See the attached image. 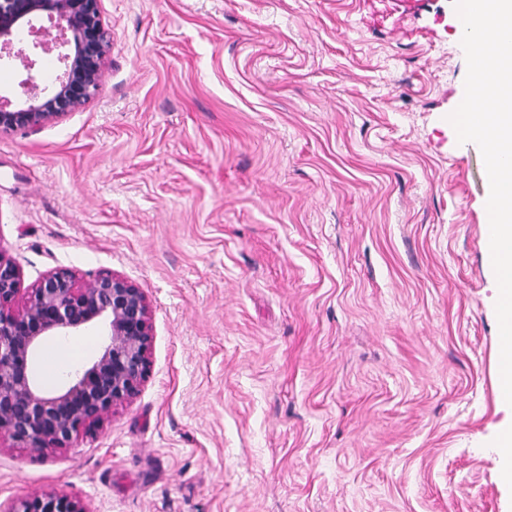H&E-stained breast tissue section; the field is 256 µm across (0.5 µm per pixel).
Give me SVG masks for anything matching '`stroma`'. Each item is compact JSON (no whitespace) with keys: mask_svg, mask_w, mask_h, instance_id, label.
Listing matches in <instances>:
<instances>
[{"mask_svg":"<svg viewBox=\"0 0 512 512\" xmlns=\"http://www.w3.org/2000/svg\"><path fill=\"white\" fill-rule=\"evenodd\" d=\"M100 11L92 98L0 130V252L135 282L150 370L70 447L1 443L0 507L512 512L454 0ZM7 512H88L84 503L75 496L54 488L43 489L33 500L21 501Z\"/></svg>","mask_w":512,"mask_h":512,"instance_id":"1","label":"stroma"}]
</instances>
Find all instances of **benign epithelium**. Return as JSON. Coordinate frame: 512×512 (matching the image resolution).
<instances>
[{
	"label": "benign epithelium",
	"mask_w": 512,
	"mask_h": 512,
	"mask_svg": "<svg viewBox=\"0 0 512 512\" xmlns=\"http://www.w3.org/2000/svg\"><path fill=\"white\" fill-rule=\"evenodd\" d=\"M12 23L33 25L45 18L50 27L34 28L28 50L3 54L19 61L26 77L19 82L24 101L0 95V130L38 131L82 107L94 94L112 39L104 26L99 0H21ZM57 51L63 65L52 85H33L37 56ZM21 294V271L0 252V441L46 454L66 448L82 432L96 429L116 405L134 397L150 368L151 310L142 288L112 271L80 280L68 268L43 274ZM100 323L106 342L91 366L61 387L43 388L30 363L52 336ZM8 512H88L75 496L43 489L33 500Z\"/></svg>",
	"instance_id": "1"
}]
</instances>
